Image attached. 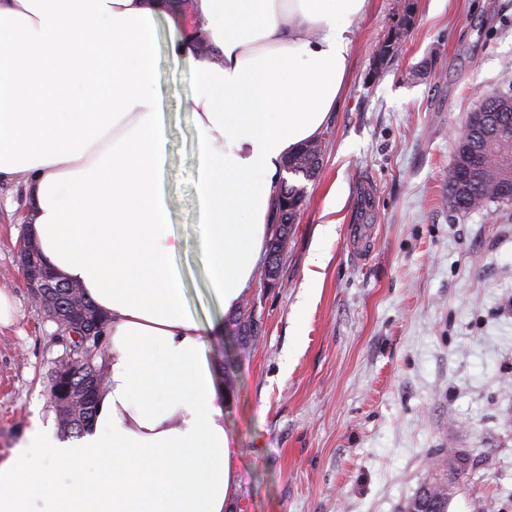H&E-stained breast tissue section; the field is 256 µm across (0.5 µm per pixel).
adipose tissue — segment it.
I'll use <instances>...</instances> for the list:
<instances>
[{"label": "adipose tissue", "mask_w": 512, "mask_h": 512, "mask_svg": "<svg viewBox=\"0 0 512 512\" xmlns=\"http://www.w3.org/2000/svg\"><path fill=\"white\" fill-rule=\"evenodd\" d=\"M367 2L195 0L187 21L169 0H0V179L27 180L45 259L106 319L110 370L93 432L33 428L0 463V512H224L236 447L169 219L157 22L193 71L197 230L230 312L273 233L284 160L336 108ZM195 28L219 61L195 57Z\"/></svg>", "instance_id": "1"}]
</instances>
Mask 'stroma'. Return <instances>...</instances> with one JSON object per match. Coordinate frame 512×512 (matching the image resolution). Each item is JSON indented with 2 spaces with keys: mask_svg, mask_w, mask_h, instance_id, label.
Listing matches in <instances>:
<instances>
[{
  "mask_svg": "<svg viewBox=\"0 0 512 512\" xmlns=\"http://www.w3.org/2000/svg\"><path fill=\"white\" fill-rule=\"evenodd\" d=\"M393 37L398 52L376 63ZM170 44L159 22L170 222L187 306L217 328L207 352L229 384L239 489L225 512H402L440 448L469 450L476 468L451 512H512V205L493 218L442 204L469 112L512 93V0H369L280 284L254 281L240 304L261 325L248 349L206 287L192 74ZM336 185L344 198L330 213ZM29 208L22 179L0 180V289L18 307L0 327V461L33 422L57 427L50 379L68 347L20 286ZM331 220L335 239L317 244ZM356 224L370 232L360 264L349 255Z\"/></svg>",
  "mask_w": 512,
  "mask_h": 512,
  "instance_id": "1",
  "label": "stroma"
}]
</instances>
